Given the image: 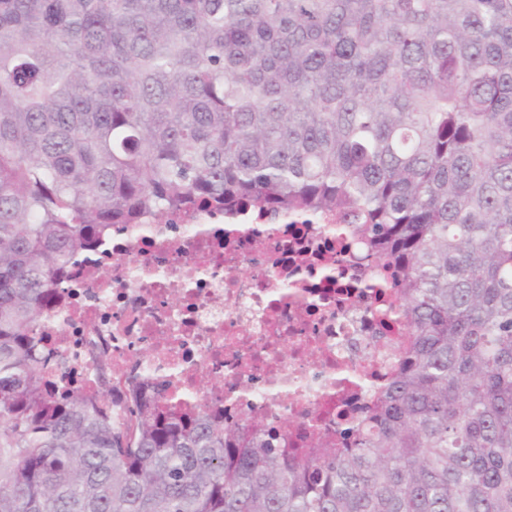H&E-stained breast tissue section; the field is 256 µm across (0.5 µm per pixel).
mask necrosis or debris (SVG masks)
Wrapping results in <instances>:
<instances>
[{
	"label": "necrosis or debris",
	"mask_w": 512,
	"mask_h": 512,
	"mask_svg": "<svg viewBox=\"0 0 512 512\" xmlns=\"http://www.w3.org/2000/svg\"><path fill=\"white\" fill-rule=\"evenodd\" d=\"M334 216L189 209L116 224L78 256L40 329L52 388L88 396L108 376L150 378L281 445L356 421L395 373L392 291Z\"/></svg>",
	"instance_id": "1"
}]
</instances>
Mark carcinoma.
<instances>
[{"label":"carcinoma","instance_id":"carcinoma-1","mask_svg":"<svg viewBox=\"0 0 512 512\" xmlns=\"http://www.w3.org/2000/svg\"><path fill=\"white\" fill-rule=\"evenodd\" d=\"M241 202L397 274L355 448L43 377L75 255ZM0 512H512V0H0Z\"/></svg>","mask_w":512,"mask_h":512}]
</instances>
